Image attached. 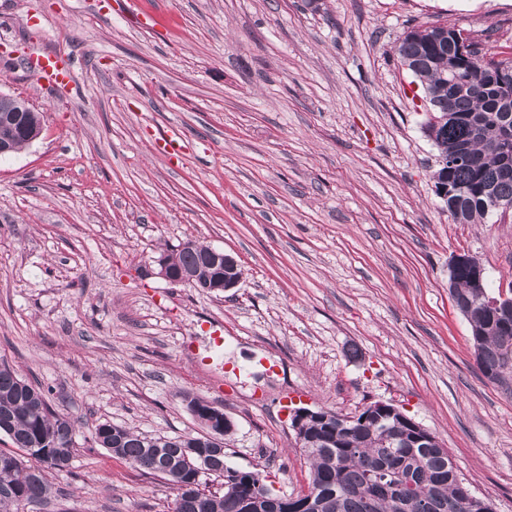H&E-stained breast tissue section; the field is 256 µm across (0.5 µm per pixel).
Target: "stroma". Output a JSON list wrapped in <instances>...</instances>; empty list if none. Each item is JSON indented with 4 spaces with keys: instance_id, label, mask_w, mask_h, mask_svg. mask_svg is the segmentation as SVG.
Masks as SVG:
<instances>
[{
    "instance_id": "stroma-1",
    "label": "stroma",
    "mask_w": 512,
    "mask_h": 512,
    "mask_svg": "<svg viewBox=\"0 0 512 512\" xmlns=\"http://www.w3.org/2000/svg\"><path fill=\"white\" fill-rule=\"evenodd\" d=\"M94 2L0 0V91L42 120L0 157V362L76 420L45 512H168L172 486L91 435L201 431L193 398L233 422L226 464L287 494L310 481L290 404H394L512 512V369L483 376L448 291L462 251L491 291L512 284V212L453 222L393 54L432 24L512 50V0ZM50 50L76 60L73 91L27 67ZM172 127L193 146L178 160L153 150ZM189 240L234 256L239 285L160 278Z\"/></svg>"
}]
</instances>
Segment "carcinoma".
<instances>
[{
	"mask_svg": "<svg viewBox=\"0 0 512 512\" xmlns=\"http://www.w3.org/2000/svg\"><path fill=\"white\" fill-rule=\"evenodd\" d=\"M442 43L432 31L418 30L397 48V59L419 66L413 76L430 92L437 117H448L436 131L438 154L451 155L461 147L478 158L473 166L462 160L449 167L448 183L465 190L462 207L468 224H484L493 210L482 188L512 199V179L500 177L503 138L512 134V82L508 88L486 76L487 53L454 66L455 83L448 87L446 54L455 29L446 30ZM18 151L26 140L13 126L0 124V140ZM206 245L177 246L166 255L175 269L191 268L199 282L213 278L202 260ZM481 268L474 256L455 276L457 304L470 311L473 346L479 359L501 378L512 363L503 359L505 337L499 320L470 288ZM328 420L311 421L302 449L311 466V506L305 512H485L484 500L463 493L443 448H412L400 439L409 425L400 415L383 414L368 406L355 422L327 410ZM17 451L0 450V512L37 508L51 498L48 474L67 467L74 452V421L56 412L41 388L27 382L7 363H0V434ZM94 442L147 475L170 471L167 481L176 490L170 512H232L250 487H270L259 471L227 465L224 454L203 434L151 436L109 421L94 430ZM222 479L224 491L212 492L207 481Z\"/></svg>",
	"mask_w": 512,
	"mask_h": 512,
	"instance_id": "1",
	"label": "carcinoma"
}]
</instances>
